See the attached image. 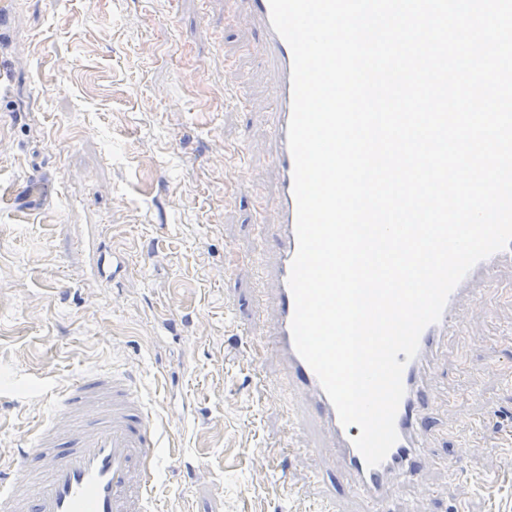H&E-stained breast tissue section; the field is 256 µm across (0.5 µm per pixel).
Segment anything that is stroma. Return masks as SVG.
Segmentation results:
<instances>
[{"label": "stroma", "mask_w": 512, "mask_h": 512, "mask_svg": "<svg viewBox=\"0 0 512 512\" xmlns=\"http://www.w3.org/2000/svg\"><path fill=\"white\" fill-rule=\"evenodd\" d=\"M230 0H0V455L51 391L120 368L172 426L165 512H365L318 475L269 349L259 227L278 186L270 70ZM425 382L423 471L391 512H512V269Z\"/></svg>", "instance_id": "stroma-1"}]
</instances>
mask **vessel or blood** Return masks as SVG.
<instances>
[{
	"label": "vessel or blood",
	"mask_w": 512,
	"mask_h": 512,
	"mask_svg": "<svg viewBox=\"0 0 512 512\" xmlns=\"http://www.w3.org/2000/svg\"><path fill=\"white\" fill-rule=\"evenodd\" d=\"M243 19L262 34L260 54L276 78L270 131L273 162L280 174L273 207L277 221L261 227L273 243L276 262L271 274L277 301L272 331L261 337L284 371V381L297 402L298 430L317 426L319 444L307 453L313 462L330 460L348 490L369 512H389L390 495L401 480L426 466H448L447 457L427 448L419 427L432 404L422 380L433 351L451 336L461 335L469 309L479 305L483 287L512 267V246L477 263L448 298L439 322L426 327L417 356L403 371L405 394L395 427L398 440L385 460L368 466L353 445L358 426H343L337 411L310 365L296 352L291 332L295 304L288 286L297 252L294 161L287 141L292 114V51L270 23V0H234ZM56 412L37 425L34 443L0 462V512H152L162 431L158 416L127 372L90 373L53 393Z\"/></svg>",
	"instance_id": "1"
}]
</instances>
